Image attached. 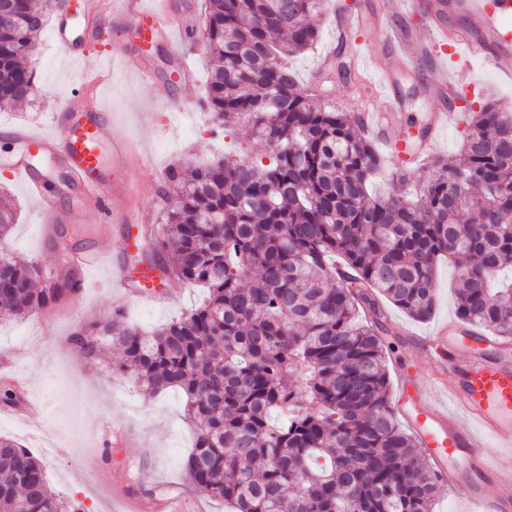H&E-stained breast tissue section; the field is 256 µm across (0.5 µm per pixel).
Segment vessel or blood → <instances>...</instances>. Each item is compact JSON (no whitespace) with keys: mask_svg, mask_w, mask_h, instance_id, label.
<instances>
[{"mask_svg":"<svg viewBox=\"0 0 512 512\" xmlns=\"http://www.w3.org/2000/svg\"><path fill=\"white\" fill-rule=\"evenodd\" d=\"M394 5L422 13L426 35L392 32L386 19ZM332 13L340 40L355 38L369 24L380 41L393 46L391 62L378 68L382 106L360 116L365 132L390 152L399 150L394 130L404 110L398 83L402 77L418 75L424 60L434 63L425 82L428 90L437 97L449 95L453 102L433 113L420 139L423 152L433 146L440 130L459 123L461 113L454 101L472 87L471 58H482L486 67L512 78V0H379L367 18L345 12L338 4ZM451 13L464 14L466 26L447 27L445 17ZM112 24L134 25L142 42L152 45L171 44L177 34L190 37L197 28L192 13L166 5L165 0H70L53 26L52 38L70 58L80 59L97 48V30ZM6 135L15 146L10 168L38 204L44 223L59 224L63 217L54 205L51 180L33 173L34 161L42 154L59 152L66 184L79 194L82 210L116 215L113 200L137 191L121 166L127 142L100 100L85 92L69 94L55 132L10 129ZM104 263L112 290L134 300H157L153 278L132 276L124 263L112 258L103 235L94 245H72L67 250V267L82 274L78 294L91 286L89 271ZM434 341L446 362L449 403L436 400L431 388L405 384L397 409L448 488L471 475V500L486 502L487 512H512V344L452 320L437 327ZM488 436L509 450L494 466L479 454ZM490 486L497 493L489 499L485 492Z\"/></svg>","mask_w":512,"mask_h":512,"instance_id":"obj_1","label":"vessel or blood"}]
</instances>
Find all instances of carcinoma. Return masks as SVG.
Masks as SVG:
<instances>
[{
	"label": "carcinoma",
	"mask_w": 512,
	"mask_h": 512,
	"mask_svg": "<svg viewBox=\"0 0 512 512\" xmlns=\"http://www.w3.org/2000/svg\"><path fill=\"white\" fill-rule=\"evenodd\" d=\"M329 0H206L213 65L204 100L215 123L242 121L268 148L184 173L161 212L162 267L203 302L144 332L121 319L76 331L88 361L122 351L112 371L156 393L178 388L193 444L192 486L230 512H433L437 475L388 400L384 302L417 321L435 309V268L463 263L457 319L512 341V112L469 110L460 156L428 155L427 182L399 169L349 112L297 80L288 58L315 46ZM63 0H0V110L33 93L23 58ZM389 189L369 193L380 173ZM16 213L0 202V315L24 319L64 298L13 256ZM341 255L346 271H336ZM0 512H83L49 487L42 462L0 437Z\"/></svg>",
	"instance_id": "1"
}]
</instances>
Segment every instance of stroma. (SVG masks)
I'll use <instances>...</instances> for the list:
<instances>
[{"mask_svg": "<svg viewBox=\"0 0 512 512\" xmlns=\"http://www.w3.org/2000/svg\"><path fill=\"white\" fill-rule=\"evenodd\" d=\"M319 25L316 48L290 59L303 80L312 75L324 53L338 50L331 15H324ZM132 39L125 31H106L97 51L72 60L51 41L49 28H42L34 36L33 51L26 59L36 74V96L15 109L1 110L0 127L53 130L67 95L85 86L86 74L97 65L100 52L112 51ZM178 51L187 55L189 70L181 81L171 84L166 75ZM151 57L158 74L156 82L141 81L117 60L112 65L111 82L98 89L103 103L115 115L117 129L136 149L123 162L131 179L149 184L158 173L181 163L202 164L241 150L264 152V144L248 126L237 124L226 129L213 123L202 102L210 65L203 42L180 43L173 48L159 45L152 49ZM473 67L477 83L468 95L469 106L480 108L491 97L511 107L512 80L501 79L481 62H474ZM327 77L329 100L345 112L367 106L371 86L377 81L371 73L350 84L338 80L333 71ZM12 151V142L0 135V193L8 196L19 215L11 232L12 248L20 257L50 270L59 264L60 256L52 240L41 234L35 202L7 167ZM457 275L455 263L439 266L437 305L427 321H415L394 305H387V324L392 330L386 338L390 389H397L398 378L404 373L424 384L438 376L440 355L429 339L439 324L456 316ZM203 297L202 289L180 287L171 299L132 303L95 289L85 297V312L75 317L65 300L26 320H0V355L10 357L25 376L27 397L47 405L42 424L52 434L55 449L41 460L51 489L60 497L80 501L84 512H115L112 491L127 476L140 475L141 488L156 494L169 485H186L184 462L192 436L184 420L182 391L169 389L152 395L131 380H107L117 360L116 352L90 363L72 349L69 338L81 325L110 319L117 310L129 322L149 331ZM117 420L128 421L136 439L106 451L90 447L89 433L95 430L110 436Z\"/></svg>", "mask_w": 512, "mask_h": 512, "instance_id": "1", "label": "stroma"}]
</instances>
